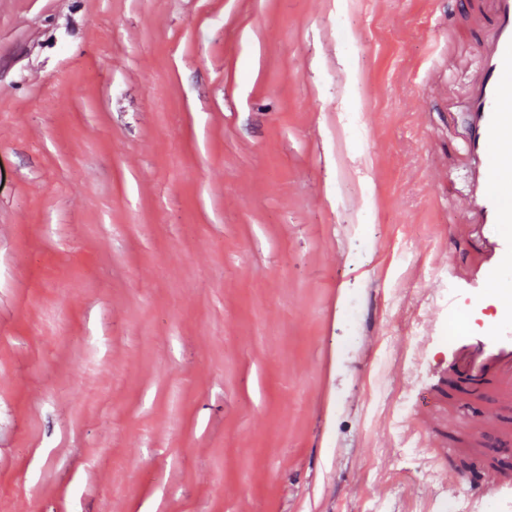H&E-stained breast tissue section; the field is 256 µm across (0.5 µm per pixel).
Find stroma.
Listing matches in <instances>:
<instances>
[{
	"label": "stroma",
	"instance_id": "35a3bbf8",
	"mask_svg": "<svg viewBox=\"0 0 512 512\" xmlns=\"http://www.w3.org/2000/svg\"><path fill=\"white\" fill-rule=\"evenodd\" d=\"M470 10L0 0V512H484L400 432Z\"/></svg>",
	"mask_w": 512,
	"mask_h": 512
}]
</instances>
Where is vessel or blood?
<instances>
[{
  "instance_id": "b4317fda",
  "label": "vessel or blood",
  "mask_w": 512,
  "mask_h": 512,
  "mask_svg": "<svg viewBox=\"0 0 512 512\" xmlns=\"http://www.w3.org/2000/svg\"><path fill=\"white\" fill-rule=\"evenodd\" d=\"M470 26L480 37L461 107L466 132L459 153L466 168L455 202L460 220L448 233L477 239L480 250L468 266L448 261L442 285L449 306L463 298L475 312L489 293L501 307L481 331L462 329L423 408L405 426L419 447L442 450L447 432L461 428L477 440L512 437V0H485L471 12ZM496 224L501 232H493ZM470 461L467 470L442 464L439 480L485 498L512 486V473L487 463L483 449H473Z\"/></svg>"
}]
</instances>
